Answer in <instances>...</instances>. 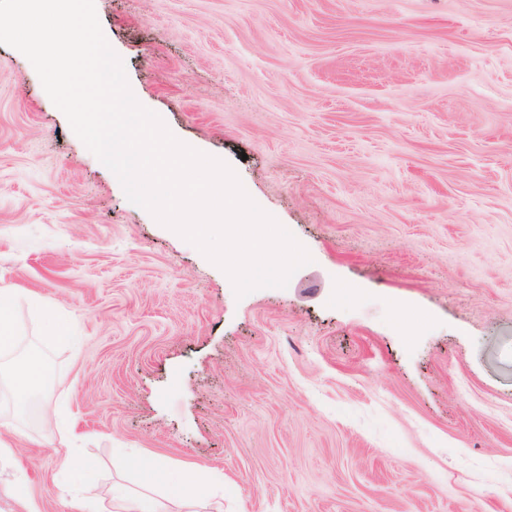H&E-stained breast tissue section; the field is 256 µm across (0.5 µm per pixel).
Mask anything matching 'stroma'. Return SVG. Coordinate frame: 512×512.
<instances>
[{"instance_id": "35a3bbf8", "label": "stroma", "mask_w": 512, "mask_h": 512, "mask_svg": "<svg viewBox=\"0 0 512 512\" xmlns=\"http://www.w3.org/2000/svg\"><path fill=\"white\" fill-rule=\"evenodd\" d=\"M95 7L138 102L312 261L236 298L0 44V434L27 435L0 479L41 512H76L69 455L101 512L116 483L176 512L192 465L212 512H512V0ZM32 355L50 376L21 412ZM17 295L12 288L0 289V352H10L16 339L15 308ZM47 366L38 358L27 360L20 365L14 375L13 397L18 407L24 408L32 392L42 382Z\"/></svg>"}]
</instances>
